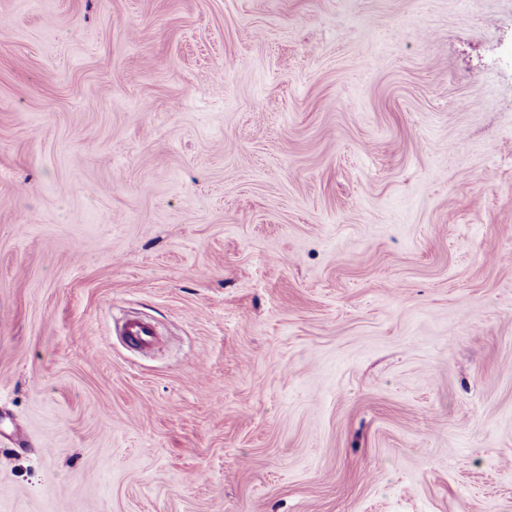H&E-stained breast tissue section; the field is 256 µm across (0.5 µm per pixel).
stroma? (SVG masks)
<instances>
[{"label":"stroma","mask_w":512,"mask_h":512,"mask_svg":"<svg viewBox=\"0 0 512 512\" xmlns=\"http://www.w3.org/2000/svg\"><path fill=\"white\" fill-rule=\"evenodd\" d=\"M0 512H512V0H0Z\"/></svg>","instance_id":"obj_1"}]
</instances>
